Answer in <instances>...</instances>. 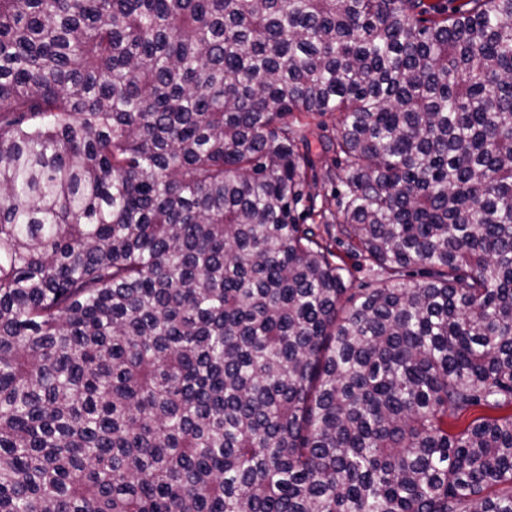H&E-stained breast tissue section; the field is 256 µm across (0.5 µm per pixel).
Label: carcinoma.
I'll return each instance as SVG.
<instances>
[{
	"label": "carcinoma",
	"mask_w": 512,
	"mask_h": 512,
	"mask_svg": "<svg viewBox=\"0 0 512 512\" xmlns=\"http://www.w3.org/2000/svg\"><path fill=\"white\" fill-rule=\"evenodd\" d=\"M352 292L297 207L311 140ZM512 0H0V512H512ZM295 117L303 124H307L311 132L309 138L312 142L313 168L308 171L311 185L309 193L315 197L316 211L325 210V218L315 217V224L319 225L323 237L328 238L325 223H333L334 217L332 214L336 213V194L343 187L338 181H330L325 177L327 170L336 168L335 155L333 153H322L319 139L321 136H333L335 134V115L332 116L329 113L322 116L295 114ZM333 251L336 253V262L344 265L350 271V275L346 273V288H371L375 283L376 273L369 270L366 263L348 252L346 245L336 243Z\"/></svg>",
	"instance_id": "obj_1"
}]
</instances>
